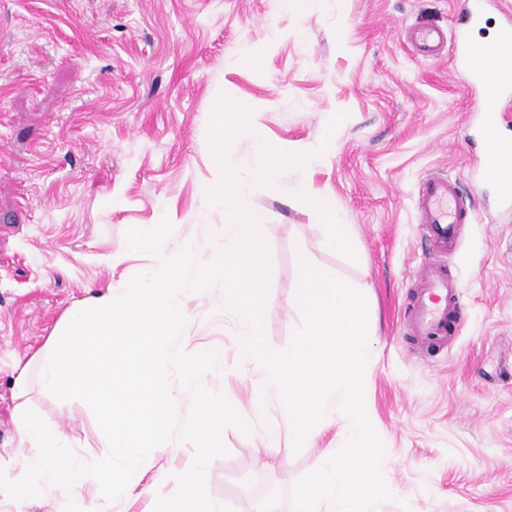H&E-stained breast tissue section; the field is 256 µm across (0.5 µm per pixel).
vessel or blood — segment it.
<instances>
[{
    "mask_svg": "<svg viewBox=\"0 0 512 512\" xmlns=\"http://www.w3.org/2000/svg\"><path fill=\"white\" fill-rule=\"evenodd\" d=\"M407 38L424 58L438 55L443 47H453L456 60L468 71L472 84H492L493 91L481 101L478 112L479 132L492 143L494 151L484 157L478 173L481 181L494 189L500 204L512 208V179L498 172L500 161L512 157V129L498 109L502 98L512 99V66L503 62L512 52V20L499 29L492 53L480 63L463 40H449L442 29H413ZM418 208L434 257L421 267L409 329L412 336L434 342L446 335L459 298L458 283L449 277L438 258L455 248L457 229L467 222L468 214L461 203L457 181L432 174L422 176L418 182Z\"/></svg>",
    "mask_w": 512,
    "mask_h": 512,
    "instance_id": "1",
    "label": "vessel or blood"
}]
</instances>
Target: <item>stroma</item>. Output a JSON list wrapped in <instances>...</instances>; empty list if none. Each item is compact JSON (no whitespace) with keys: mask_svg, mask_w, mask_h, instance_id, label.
Listing matches in <instances>:
<instances>
[{"mask_svg":"<svg viewBox=\"0 0 512 512\" xmlns=\"http://www.w3.org/2000/svg\"><path fill=\"white\" fill-rule=\"evenodd\" d=\"M463 0H325L297 15L277 0H0V469L21 477L12 378L75 304L120 295L153 255L128 250L125 233L169 218V253L191 247L203 262L224 244L222 211L203 193L214 176L207 141L219 96L247 104L251 127L232 149L247 163L255 141L284 152L313 145L337 113L336 149L317 165L280 172L256 187L266 215L270 277L264 338L288 348L302 325L290 298L298 260L369 290L378 341L365 402L398 489L382 512H512V211L494 208L474 177L484 142L473 108L484 95L451 57L417 58L404 27L437 25L486 38L506 16L490 6L461 29ZM441 170L470 198L471 223L446 259L460 284V324L443 348L404 328L416 273L429 253L416 206L418 178ZM332 199L353 226L358 256L324 247L300 187ZM123 254L113 263V254ZM182 350L217 353L207 375L251 425L230 427L227 456L206 469L209 497L252 512L256 495L293 512L295 482L317 453L339 445L335 414L307 448L259 456L263 431L281 420L242 359L224 319V290L186 293ZM265 395L262 412L251 399ZM28 406L55 419L80 462L106 455L83 401L32 392ZM153 473L131 495L97 500L98 512H145L173 493Z\"/></svg>","mask_w":512,"mask_h":512,"instance_id":"obj_1","label":"stroma"}]
</instances>
